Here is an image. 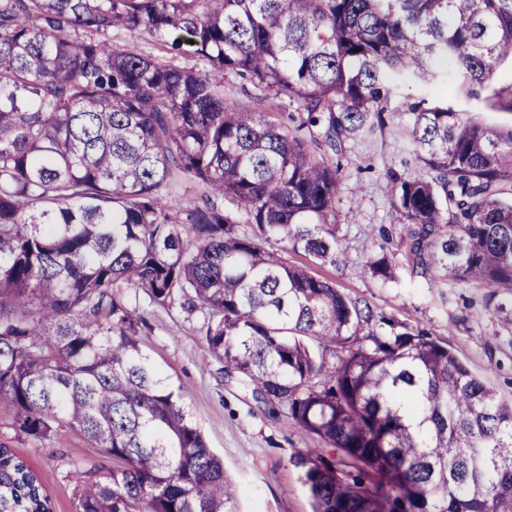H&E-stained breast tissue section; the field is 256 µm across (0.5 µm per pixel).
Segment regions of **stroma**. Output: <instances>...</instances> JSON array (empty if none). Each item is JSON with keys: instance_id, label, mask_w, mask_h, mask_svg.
<instances>
[{"instance_id": "stroma-1", "label": "stroma", "mask_w": 512, "mask_h": 512, "mask_svg": "<svg viewBox=\"0 0 512 512\" xmlns=\"http://www.w3.org/2000/svg\"><path fill=\"white\" fill-rule=\"evenodd\" d=\"M439 88L400 86L391 98L392 119L385 130L347 144L336 203L337 235L346 252L345 268L311 262L304 253H288L289 263L309 266L312 273L335 282L352 297H361L395 320L425 329L447 344L499 398L512 402V327L491 320L482 306L484 288L451 285L430 288L410 274V260L399 244L402 225L390 218L383 191L387 172L413 169L406 132L409 104L419 97L442 96ZM390 240L398 279L393 283L364 275L365 261ZM145 319L140 342L181 394L210 448L238 485L239 512H312L307 488L291 459L318 440L303 432L286 411L269 416L251 388L209 353L200 321L181 309H163L138 300ZM6 444L35 474L52 512H75L73 485L67 473L97 458L82 437L63 433L49 441L15 437L0 424Z\"/></svg>"}]
</instances>
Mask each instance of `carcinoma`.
<instances>
[{
  "label": "carcinoma",
  "mask_w": 512,
  "mask_h": 512,
  "mask_svg": "<svg viewBox=\"0 0 512 512\" xmlns=\"http://www.w3.org/2000/svg\"><path fill=\"white\" fill-rule=\"evenodd\" d=\"M115 28L161 53L112 46ZM505 65L512 0H0V423L98 449L70 472L76 512H238L141 346V295L201 315L224 369L327 444L291 459L313 512H512V403L284 257L346 264L335 157L386 125L391 80L444 83L408 107L392 221L412 275L486 288L512 325V126L455 100L487 89L512 112ZM363 270L395 280L389 248ZM0 512H50L4 444Z\"/></svg>",
  "instance_id": "cac0c4a2"
}]
</instances>
